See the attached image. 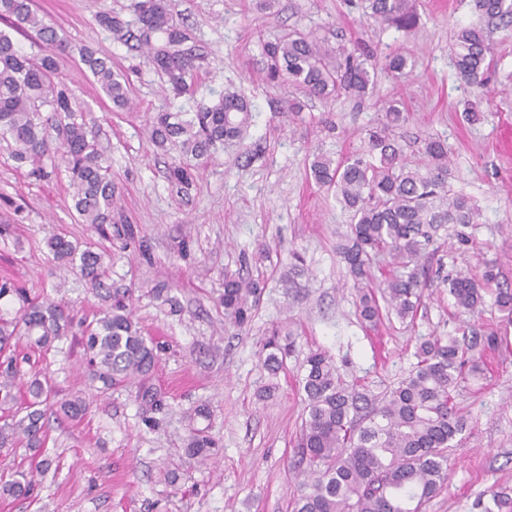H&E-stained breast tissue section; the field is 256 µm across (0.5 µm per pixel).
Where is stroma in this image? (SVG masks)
I'll return each instance as SVG.
<instances>
[{
    "label": "stroma",
    "mask_w": 512,
    "mask_h": 512,
    "mask_svg": "<svg viewBox=\"0 0 512 512\" xmlns=\"http://www.w3.org/2000/svg\"><path fill=\"white\" fill-rule=\"evenodd\" d=\"M167 2L196 57L188 94H176L143 50L98 23L101 12L133 21L132 0H34L68 45L58 77L101 130L122 212L151 257L143 259L137 243L78 223L63 164L47 165V177L36 178L0 139V281L60 302L89 323L109 309L115 290L133 289L134 319L161 346L150 383L167 408L157 427H147L133 388L93 380L80 337L55 342L35 368L53 379L60 399L81 398L87 411L75 421L47 416L57 473L42 481L36 500L0 497V512H291L302 482L295 466L305 417L299 380L310 351H326L346 382L379 391L408 375L423 339L458 334L469 323L512 341V324L492 300L461 312L447 283L490 267L497 287L512 289V154L500 139L512 128V35L497 34L488 85L478 90L454 67L456 30L482 20L476 0H412L419 23L409 32L367 25L366 0ZM292 28L334 46L363 39L380 59L409 50L413 63L378 74L361 104L269 85L261 45ZM86 48L129 73V108L105 96L81 61ZM225 92L250 103V135L212 150L190 189L177 192L167 175L178 152L152 142V121L157 112H190ZM380 99L397 101L408 115L400 134L410 160L422 159L420 136L445 141L448 188L470 198L479 215L476 223L440 230L415 318L391 314L372 328L359 316L357 291L336 252L350 214L334 189L315 182L309 164L318 152L333 159L365 152L369 130L383 119ZM291 100L301 113L286 111ZM470 106L478 121L465 119ZM54 235L106 253L102 288L55 266L47 247ZM228 272L264 285L243 329L226 326L218 304ZM159 281L179 312L151 295ZM285 325L295 348L272 376L259 360L260 342ZM485 364V378L465 380L455 393L466 428L448 451V480L424 512H501L497 498L512 499V349L486 355ZM200 407L207 416H197ZM193 427L217 442L208 459L187 452Z\"/></svg>",
    "instance_id": "obj_1"
}]
</instances>
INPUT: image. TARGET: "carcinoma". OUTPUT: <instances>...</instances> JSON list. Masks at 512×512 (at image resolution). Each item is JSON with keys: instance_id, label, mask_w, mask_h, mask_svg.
<instances>
[{"instance_id": "obj_1", "label": "carcinoma", "mask_w": 512, "mask_h": 512, "mask_svg": "<svg viewBox=\"0 0 512 512\" xmlns=\"http://www.w3.org/2000/svg\"><path fill=\"white\" fill-rule=\"evenodd\" d=\"M365 16L398 30L411 31L418 15L409 0H367ZM486 21L457 31L454 65L458 77L475 88L485 86L486 63L495 35L512 30V0H477ZM136 29L108 13L98 16L101 26L118 41L135 40L148 49L147 61L163 71L173 88L190 91L195 58L182 48L184 31L174 20L165 0H134ZM0 19L17 30L32 31L37 39L63 52L66 46L56 31L32 8L31 0H0ZM265 78L272 84L289 82L310 97L327 98L341 93L363 98L373 85L366 67L370 53L362 55L344 47H332L312 34L293 31L262 45ZM83 64L118 108L130 105L128 78L112 69L90 49L81 53ZM407 57H385L381 70L405 69ZM56 57H31L20 49L10 33L0 31V138L14 144L13 158L34 165L31 173H44L43 161L64 164L72 189L74 208L81 224L116 228L129 240L138 229L119 214L118 190L108 177L99 135L87 123L86 113L64 84L55 80ZM54 112L55 126L41 121L43 108ZM385 122L369 132L368 150L335 162L316 154L311 162L314 179L336 189V198L352 213L350 232L336 246L346 263L353 287L358 290L362 319L375 326L380 321L378 300L365 290L373 279L372 257L386 252L397 271L384 279L387 310L406 320L415 317L427 287L422 259L444 224H474L478 209L463 195L448 191V146L435 137L421 140L425 162L410 164L403 153L397 130L406 116L394 100L384 102ZM252 126L250 104L226 92L218 101L196 112H160L153 121L151 138L159 146L176 141L181 154L201 158L224 141H241ZM196 178V167L180 161L169 170V179L186 191ZM47 246L53 259L76 271L91 287L102 285L104 256L79 249L71 241L52 236ZM497 278L488 269L482 280L458 275L448 280L457 308L473 310L481 305L487 286ZM261 282L224 274L225 322L242 329L253 318L249 300L260 295ZM17 300L12 317L0 313V449L19 444L38 451L44 447L45 407L57 390L49 378L27 382V356L10 351L22 339L44 349L73 332L84 322L52 300L29 299L26 289L0 283V303ZM131 293L114 294L111 311L94 330L85 329L89 364L105 386L138 383L136 400L145 422L163 412L158 392L144 379L155 367L158 347L142 336L133 320ZM494 304L505 319L512 320V290L499 288ZM295 338L280 328L273 331L259 352L263 366L273 375L285 368ZM500 338L482 335L475 328L448 339L434 337L417 348V363L397 386L374 393L339 376L327 352L311 351L304 364L301 386L306 417L298 448L306 461L311 482L294 500L293 512H423L447 478L448 449L462 432L463 419L453 403V393L469 375L482 372L485 352L494 351ZM86 410L80 399L63 400L57 415L81 417ZM215 440L202 429H191L187 450L207 457ZM53 460L36 461L34 471L19 479L0 481V496L34 499L37 475L49 471Z\"/></svg>"}]
</instances>
